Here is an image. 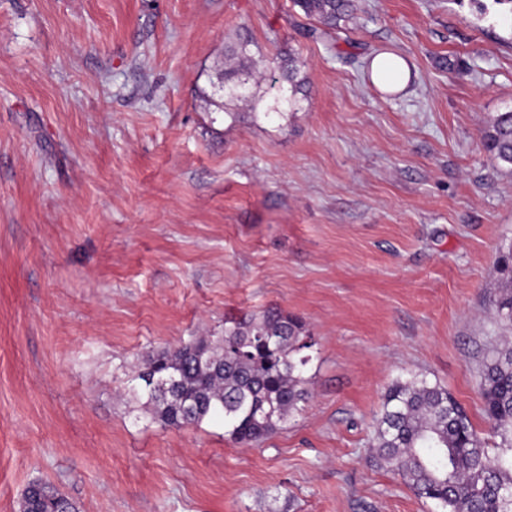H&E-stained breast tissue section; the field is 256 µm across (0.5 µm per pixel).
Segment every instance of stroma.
Segmentation results:
<instances>
[{
	"mask_svg": "<svg viewBox=\"0 0 512 512\" xmlns=\"http://www.w3.org/2000/svg\"><path fill=\"white\" fill-rule=\"evenodd\" d=\"M316 25L293 0H0V512L35 481L80 512H440L373 424L423 377L488 433L512 174L481 132L512 110V11L356 0ZM377 52L405 89L371 81ZM271 308L314 345L268 438L165 427L131 393L148 354Z\"/></svg>",
	"mask_w": 512,
	"mask_h": 512,
	"instance_id": "1",
	"label": "stroma"
}]
</instances>
